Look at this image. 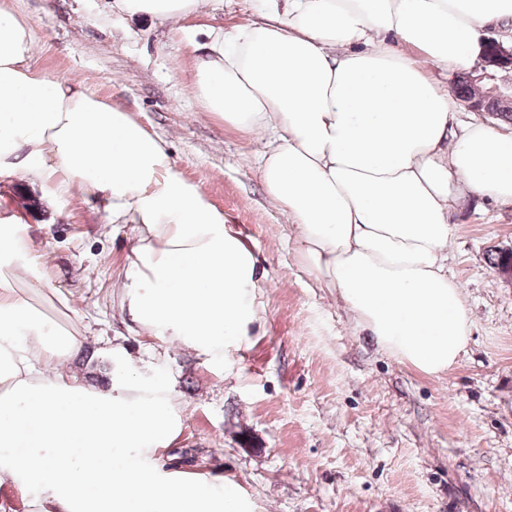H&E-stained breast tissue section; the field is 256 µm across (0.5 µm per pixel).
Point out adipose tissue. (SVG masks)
I'll list each match as a JSON object with an SVG mask.
<instances>
[{"mask_svg": "<svg viewBox=\"0 0 512 512\" xmlns=\"http://www.w3.org/2000/svg\"><path fill=\"white\" fill-rule=\"evenodd\" d=\"M210 0H112L175 21ZM260 20L210 30L193 81L205 111L262 146L269 199L297 251L385 349L430 375L465 353L470 326L448 275L450 207L467 190L512 204V133H452L447 86L398 44L451 70L481 53L512 0H262ZM32 35L0 5V172L48 199L79 191L136 234L117 285L142 331L202 354L239 348L259 286L222 213L174 171L164 143L120 107L32 66ZM85 338L53 329L0 282V486L38 490L31 512H243L236 484L165 471L181 426L173 387L124 352L108 390L66 364Z\"/></svg>", "mask_w": 512, "mask_h": 512, "instance_id": "ef3b65f1", "label": "adipose tissue"}]
</instances>
